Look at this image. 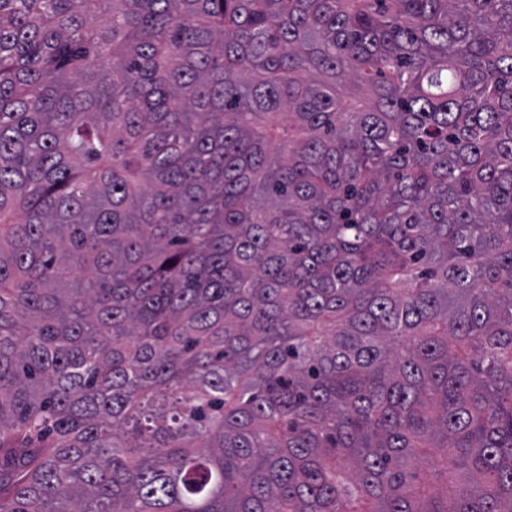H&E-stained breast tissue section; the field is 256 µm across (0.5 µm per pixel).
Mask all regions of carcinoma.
Returning a JSON list of instances; mask_svg holds the SVG:
<instances>
[{"mask_svg": "<svg viewBox=\"0 0 512 512\" xmlns=\"http://www.w3.org/2000/svg\"><path fill=\"white\" fill-rule=\"evenodd\" d=\"M0 512H512V0H0Z\"/></svg>", "mask_w": 512, "mask_h": 512, "instance_id": "cac0c4a2", "label": "carcinoma"}]
</instances>
